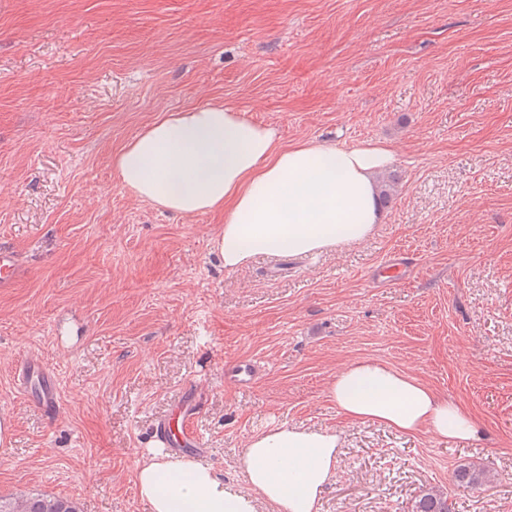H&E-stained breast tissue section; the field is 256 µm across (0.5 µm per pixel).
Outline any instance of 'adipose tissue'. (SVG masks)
Here are the masks:
<instances>
[{
	"label": "adipose tissue",
	"mask_w": 512,
	"mask_h": 512,
	"mask_svg": "<svg viewBox=\"0 0 512 512\" xmlns=\"http://www.w3.org/2000/svg\"><path fill=\"white\" fill-rule=\"evenodd\" d=\"M393 159L380 144L303 142L287 148L271 128L221 104L162 114L113 158L125 188L164 209L220 211L217 249L227 270L258 255H303L364 240L384 215L373 175ZM347 418L401 434L479 442L483 431L458 402L378 362L360 360L329 388ZM339 436L285 424L252 436L243 455L247 491L231 492L212 467L146 456L135 486L151 512H317L336 474Z\"/></svg>",
	"instance_id": "1"
}]
</instances>
